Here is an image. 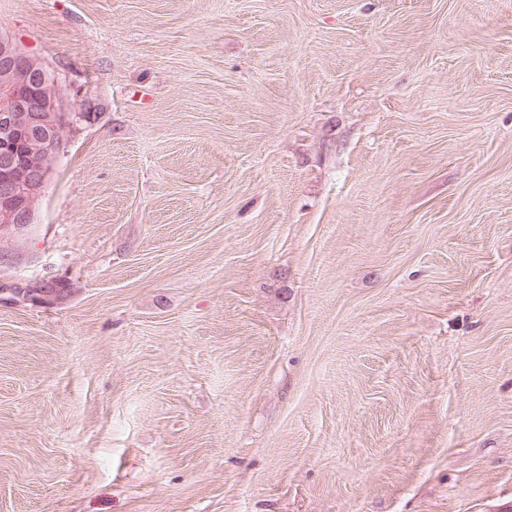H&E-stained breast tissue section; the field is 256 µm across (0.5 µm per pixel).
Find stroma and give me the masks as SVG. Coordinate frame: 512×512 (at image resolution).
I'll return each instance as SVG.
<instances>
[{
  "instance_id": "obj_1",
  "label": "stroma",
  "mask_w": 512,
  "mask_h": 512,
  "mask_svg": "<svg viewBox=\"0 0 512 512\" xmlns=\"http://www.w3.org/2000/svg\"><path fill=\"white\" fill-rule=\"evenodd\" d=\"M70 117L0 236V512H512V0H0Z\"/></svg>"
}]
</instances>
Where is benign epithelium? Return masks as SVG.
I'll return each instance as SVG.
<instances>
[{
  "label": "benign epithelium",
  "instance_id": "7a95c632",
  "mask_svg": "<svg viewBox=\"0 0 512 512\" xmlns=\"http://www.w3.org/2000/svg\"><path fill=\"white\" fill-rule=\"evenodd\" d=\"M60 112L57 79L40 59L15 39L0 34V136L3 141L40 138L58 131L51 118ZM46 181L38 175H10L0 180V224L33 223Z\"/></svg>",
  "mask_w": 512,
  "mask_h": 512
}]
</instances>
